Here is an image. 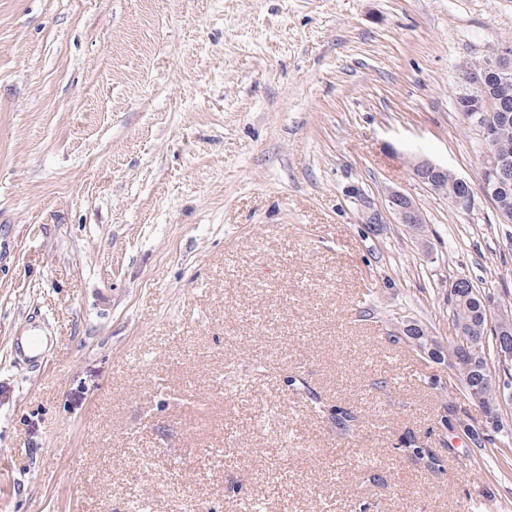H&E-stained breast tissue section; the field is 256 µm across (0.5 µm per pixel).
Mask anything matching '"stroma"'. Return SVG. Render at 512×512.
<instances>
[{"label":"stroma","mask_w":512,"mask_h":512,"mask_svg":"<svg viewBox=\"0 0 512 512\" xmlns=\"http://www.w3.org/2000/svg\"><path fill=\"white\" fill-rule=\"evenodd\" d=\"M506 46L512 0H0V512H512L465 435L437 475L398 453L442 397L483 412L387 340H451L460 278L512 312V224L454 109ZM352 184L424 224L371 232ZM33 329L44 361L13 363ZM413 175L419 182L426 185L433 191H438L446 195V189L443 186L444 177L448 176V200L456 193V185L458 192L451 199V203L463 211H470L474 205V195L468 181L448 170L447 166L437 163L428 158H419L413 164ZM448 171L452 174L456 185Z\"/></svg>","instance_id":"stroma-1"}]
</instances>
